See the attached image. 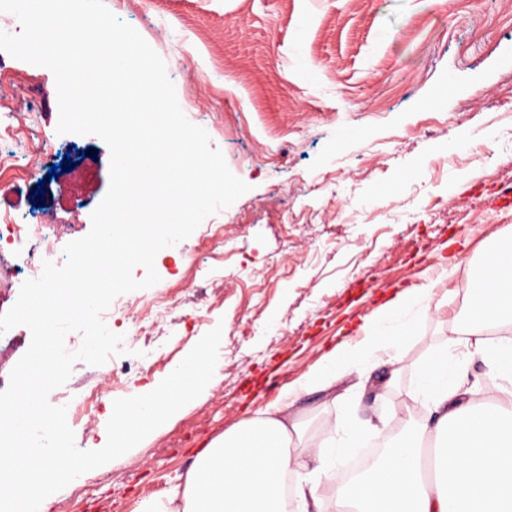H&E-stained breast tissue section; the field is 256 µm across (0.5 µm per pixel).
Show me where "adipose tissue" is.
I'll return each mask as SVG.
<instances>
[{"label": "adipose tissue", "mask_w": 512, "mask_h": 512, "mask_svg": "<svg viewBox=\"0 0 512 512\" xmlns=\"http://www.w3.org/2000/svg\"><path fill=\"white\" fill-rule=\"evenodd\" d=\"M491 260L500 276L485 288L478 328L512 320V247L497 246ZM429 301L426 287L391 297L364 322L361 340L331 351L320 370L268 405L264 418L199 449L193 466L171 478L164 497L142 501L138 512H287L288 473L299 512H512V413L474 411L463 388L464 368L444 353L421 371L429 413L409 421L403 439L357 482H345L340 473L355 439L337 448L290 445L300 396L331 390L351 368L382 362L408 333L404 311ZM323 480L335 485V496L320 493Z\"/></svg>", "instance_id": "adipose-tissue-1"}]
</instances>
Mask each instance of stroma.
<instances>
[{"instance_id": "1", "label": "stroma", "mask_w": 512, "mask_h": 512, "mask_svg": "<svg viewBox=\"0 0 512 512\" xmlns=\"http://www.w3.org/2000/svg\"><path fill=\"white\" fill-rule=\"evenodd\" d=\"M164 60L176 90L193 87L188 119L204 128L247 193L208 218L230 239L211 259L206 226L161 250V279L184 273L181 306L201 318L163 321L181 362L221 327L219 367L202 394L123 456L78 477L91 495L53 493L70 512H136L163 496L198 448L358 340L366 318L396 293L432 284L428 308L408 315L397 377L380 397L373 372L337 382L338 400L305 395L296 410L307 444H338L343 411L364 454L422 410L417 374L449 338L471 328L465 288L494 243L512 235V0H105ZM8 103L28 137L62 147L74 167L48 179L0 181V207L40 212L57 250L86 236L108 191L110 150L95 135L59 134L50 70L0 51ZM362 136L347 135V128ZM204 266V275L189 271ZM135 341L104 370L126 373L133 394L149 371Z\"/></svg>"}]
</instances>
